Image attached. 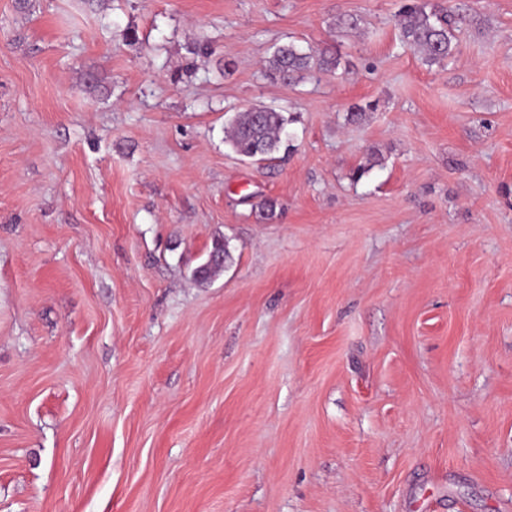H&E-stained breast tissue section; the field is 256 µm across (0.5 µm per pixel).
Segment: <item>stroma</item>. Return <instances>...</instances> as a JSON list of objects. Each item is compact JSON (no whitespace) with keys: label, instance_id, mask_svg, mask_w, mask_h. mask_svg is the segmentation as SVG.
I'll list each match as a JSON object with an SVG mask.
<instances>
[{"label":"stroma","instance_id":"stroma-1","mask_svg":"<svg viewBox=\"0 0 512 512\" xmlns=\"http://www.w3.org/2000/svg\"><path fill=\"white\" fill-rule=\"evenodd\" d=\"M406 2L0 0V512H512V0ZM408 6L399 21L402 42L430 64H444L457 51L455 30L461 20L426 1ZM340 66L338 56L313 49L304 50L293 42L276 48L264 66L265 76L276 82L288 83L304 74L336 71ZM289 121L283 112L269 107L237 112L229 123L225 142L242 157L273 160V155L280 151L281 136ZM229 257V252L224 243L216 242L209 260L202 265L198 271V277L202 280L208 279L215 272L223 269L224 262Z\"/></svg>","mask_w":512,"mask_h":512}]
</instances>
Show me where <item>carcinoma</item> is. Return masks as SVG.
<instances>
[{
    "instance_id": "cac0c4a2",
    "label": "carcinoma",
    "mask_w": 512,
    "mask_h": 512,
    "mask_svg": "<svg viewBox=\"0 0 512 512\" xmlns=\"http://www.w3.org/2000/svg\"><path fill=\"white\" fill-rule=\"evenodd\" d=\"M460 23V19L434 5L413 4L401 15V40L410 49L421 53L428 64H442L456 54L455 30ZM339 66L337 56L304 50L290 42L276 48L266 61L264 74L272 81L288 83L305 74L332 72ZM288 122L289 118L283 113L269 107L238 112L229 123L225 142L242 157L269 161L280 151ZM227 258L229 252L225 244L215 243L209 260L198 269V277L208 279L223 269Z\"/></svg>"
}]
</instances>
